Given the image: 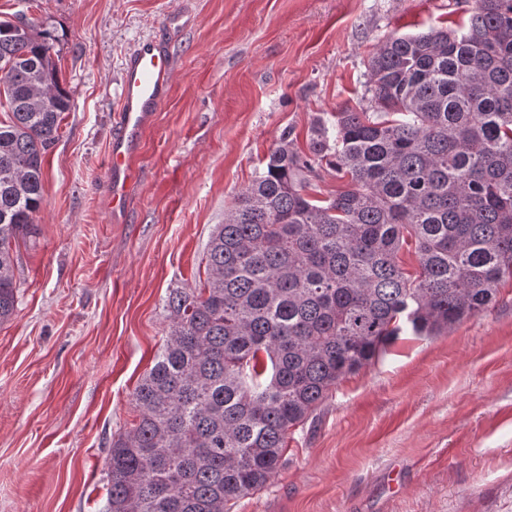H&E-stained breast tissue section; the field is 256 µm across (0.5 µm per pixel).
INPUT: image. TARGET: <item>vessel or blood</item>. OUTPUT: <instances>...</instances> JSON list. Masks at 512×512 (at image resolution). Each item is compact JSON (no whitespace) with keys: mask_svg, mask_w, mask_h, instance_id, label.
I'll return each instance as SVG.
<instances>
[{"mask_svg":"<svg viewBox=\"0 0 512 512\" xmlns=\"http://www.w3.org/2000/svg\"><path fill=\"white\" fill-rule=\"evenodd\" d=\"M171 73L168 48L155 39L138 43L125 58L121 105L114 121L107 164L112 209H119L126 199L133 178L134 139L165 102Z\"/></svg>","mask_w":512,"mask_h":512,"instance_id":"b4317fda","label":"vessel or blood"}]
</instances>
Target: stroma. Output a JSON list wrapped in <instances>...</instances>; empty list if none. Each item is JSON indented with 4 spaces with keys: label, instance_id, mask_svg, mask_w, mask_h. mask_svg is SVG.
I'll return each mask as SVG.
<instances>
[{
    "label": "stroma",
    "instance_id": "35a3bbf8",
    "mask_svg": "<svg viewBox=\"0 0 512 512\" xmlns=\"http://www.w3.org/2000/svg\"><path fill=\"white\" fill-rule=\"evenodd\" d=\"M473 0H0L55 35L70 110L44 206L19 241L0 323V512H103L113 436L166 343L171 289L203 287L207 247L283 133L367 105L392 35L467 19ZM164 38L167 102L143 132L121 213L106 166L124 56ZM231 512H512V279L439 336L402 332L288 434Z\"/></svg>",
    "mask_w": 512,
    "mask_h": 512
}]
</instances>
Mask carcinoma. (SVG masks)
Wrapping results in <instances>:
<instances>
[{
	"label": "carcinoma",
	"mask_w": 512,
	"mask_h": 512,
	"mask_svg": "<svg viewBox=\"0 0 512 512\" xmlns=\"http://www.w3.org/2000/svg\"><path fill=\"white\" fill-rule=\"evenodd\" d=\"M54 42L0 20V322L70 109ZM367 76L369 105L317 123L309 152L285 137L272 149L210 237L206 287L170 290L138 423L105 458L106 512H229L270 481L288 431L403 327L439 336L512 277V0L387 37ZM323 165L347 180L328 200L306 193Z\"/></svg>",
	"instance_id": "obj_1"
}]
</instances>
